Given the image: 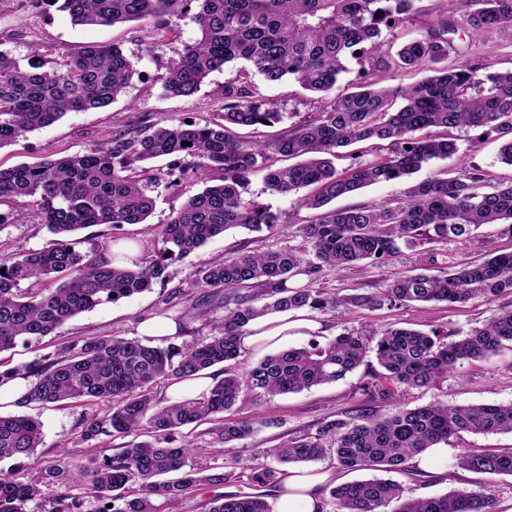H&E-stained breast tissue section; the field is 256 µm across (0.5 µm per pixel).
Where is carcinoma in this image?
Instances as JSON below:
<instances>
[{"mask_svg": "<svg viewBox=\"0 0 512 512\" xmlns=\"http://www.w3.org/2000/svg\"><path fill=\"white\" fill-rule=\"evenodd\" d=\"M60 4L76 25L99 27L190 19L199 37L183 46L163 76L170 96L194 95L215 71L242 62L236 78L215 100L219 119L201 124L181 120L142 123L112 134L83 153L21 163L0 169V198H30L52 239L38 250L0 259V353L18 339L55 334L76 315L104 303L147 292L167 279L169 262L185 258L232 227L271 228L270 208L244 197L250 175L261 172L266 191L310 192L299 204L316 211L298 227L300 242L263 251L241 249L198 269L191 288L224 289V315L213 320L203 342H176L166 336L150 346L123 336H82L30 362L0 370V386L31 380L20 406L112 404L83 418L77 439L129 438L102 458L75 460L66 454L18 477L0 470V512H30L29 503L48 499L50 512H170L203 485H230L240 479L239 462L202 467L201 448L189 426L211 423L213 453L245 440L266 425L259 417L239 418L237 403L249 394L273 398L344 379L375 359L364 388L370 406L289 437L274 448H259L249 467L251 484L287 492V472L267 464L296 465L329 459L345 472H413V460L461 433H511L512 402L450 406L432 402L415 408L380 407L410 389L430 387L466 361L512 350V309H502L480 327L447 342L437 328L424 332L387 328L381 333L344 331L325 342L312 338L299 348L280 350L240 372L250 326L266 316L307 310L374 311L436 303H491L512 294V251L474 265L449 266L388 279L373 291L340 295L316 288L325 269L368 261L381 264L426 244L464 242L484 224H503L512 236V183L485 190L479 169L453 178L411 176L435 159L456 153L440 136L418 138L428 128L485 127L506 136L501 162L512 166V71L475 78L469 64L440 66L448 59L451 36L461 26L475 35L512 26V0H453L460 20L437 17L418 38L391 54L394 27L409 18L415 0H35ZM474 9H468V6ZM31 47L27 64L0 51V148L57 122L72 111L100 109L122 96L133 67L120 47L89 44L60 60H40ZM369 68L391 60L400 69L429 72L407 87H379L365 81L335 97L312 119L291 124L270 140H251L239 130L272 127L283 121L277 104L261 94L253 76L268 84L292 79L304 90L327 94L348 60ZM384 142L387 152L368 163L337 171L338 149ZM196 159L195 182L204 188L186 197L159 226L165 248L125 268L75 249L74 236L96 225L118 229L143 224L151 215V177L144 163L160 157ZM299 159L278 167V158ZM404 183L386 205L331 208L329 204L377 183ZM29 283L26 289L21 283ZM222 366L224 377L195 397L160 406L153 386L193 380ZM39 421L0 413V459L28 458L43 445ZM460 469L512 475V448L464 449ZM169 475L171 479L158 480ZM208 512H273L253 493H220ZM321 512H497L490 488L453 490L439 497H410L399 483L371 478L324 489Z\"/></svg>", "mask_w": 512, "mask_h": 512, "instance_id": "carcinoma-1", "label": "carcinoma"}]
</instances>
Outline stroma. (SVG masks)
Returning a JSON list of instances; mask_svg holds the SVG:
<instances>
[{"label":"stroma","mask_w":512,"mask_h":512,"mask_svg":"<svg viewBox=\"0 0 512 512\" xmlns=\"http://www.w3.org/2000/svg\"><path fill=\"white\" fill-rule=\"evenodd\" d=\"M198 34L190 19L173 22L171 31L162 38L153 37L150 25L135 22L116 27H82L73 25L67 13L53 7L35 8L26 0H0V51L24 59L31 45H38L45 58H56L60 51L77 53L89 44L121 46L133 65L134 75L125 94L106 108L67 113L57 123L28 133L16 142L0 148V168L7 169L21 163H37L46 159L83 152L105 142L113 131L133 127L142 118L175 123L189 118L198 122L213 120L214 98L225 82L235 78L236 65L212 73L200 90L192 97H169L162 89L161 77L167 66L177 59L184 44L192 42ZM453 49L448 54V65L455 66L468 60L477 76L512 70V27L492 29L471 37L465 33L453 35ZM263 94L274 100L284 114L285 123L309 119L316 106L311 94L293 83L270 85L260 83ZM449 139L454 140L457 151L444 160L425 165L416 180L434 176L453 177L469 166L479 168L490 182L512 181V167L498 159L501 135L483 128L452 129ZM167 159L151 164L159 184L152 196L155 207L146 223L126 225L112 229L108 225L90 227L81 232L80 251L105 258H113L117 250L136 244L141 257H150L162 250L158 227L167 222L173 210L185 200L179 188L170 186ZM251 197L267 204L279 215L273 230L251 232L233 228L211 240L184 260L173 263L167 281L155 284L151 291L96 307L68 321L54 336L18 345L15 350L0 354V360L17 364L30 361L55 346L81 336L118 335L140 337L143 321L156 319L171 321L182 318V338L198 341L209 336L211 322L206 316H189L191 302L186 292L197 270L214 260L223 258L240 248L260 250L296 244L298 225L312 218L311 210L300 206L297 195L280 196L266 192L261 175H253L249 185ZM0 210L17 213L14 224L0 230V257L42 248L49 235L39 214L29 199H5ZM498 250L512 251V237L503 235L500 225L489 224L480 228L474 237L464 242L432 244L420 250L407 251L381 264L361 263L338 271H324L316 285L331 291L347 293L357 288L368 290L383 281L415 269L434 273L445 267L481 261ZM174 298L173 308H165L163 301ZM512 306V294L490 303H469L462 306L440 304L420 312L410 307L367 311L353 309L316 314L318 331H304L301 336L289 338L269 349L246 348L240 357L241 369L258 363L266 352L298 348L307 344L311 336L322 339L336 336L349 329L360 333L383 331L391 325L414 327L425 331L438 328L450 335L465 334L469 329L487 323L499 309ZM370 366L363 365L343 380L310 390L274 398L248 397L238 402V416H262L266 424L253 437L236 442L224 451L225 457L237 458L241 467H248L257 448H271L290 436L315 430L320 423L343 417L359 409L366 398L362 392L369 379ZM512 400V350H505L487 359L472 360L437 385L413 389L403 401L414 408L434 401L451 405L503 403ZM25 414L43 424L44 443L32 458L18 461H0V469L15 467L33 469L59 456L57 443L69 439V455L75 457L90 453V445L76 442L75 436L85 413L81 407L48 405L28 406ZM463 448H512V434H472L463 432L451 438L447 450L432 465L431 473L418 478L396 474L408 495L426 497L441 495L452 490H476L487 486L495 490L498 500L512 499V475H481L462 470L455 465V456Z\"/></svg>","instance_id":"obj_1"}]
</instances>
